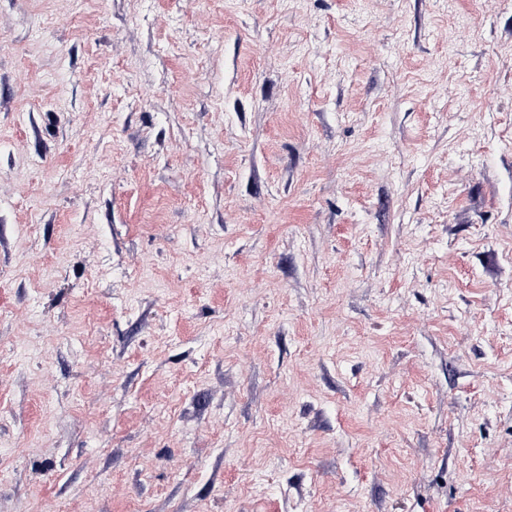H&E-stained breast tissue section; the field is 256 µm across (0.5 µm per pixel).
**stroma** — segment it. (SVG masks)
Returning <instances> with one entry per match:
<instances>
[{"label": "stroma", "instance_id": "stroma-1", "mask_svg": "<svg viewBox=\"0 0 512 512\" xmlns=\"http://www.w3.org/2000/svg\"><path fill=\"white\" fill-rule=\"evenodd\" d=\"M0 512H512V0H0Z\"/></svg>", "mask_w": 512, "mask_h": 512}]
</instances>
